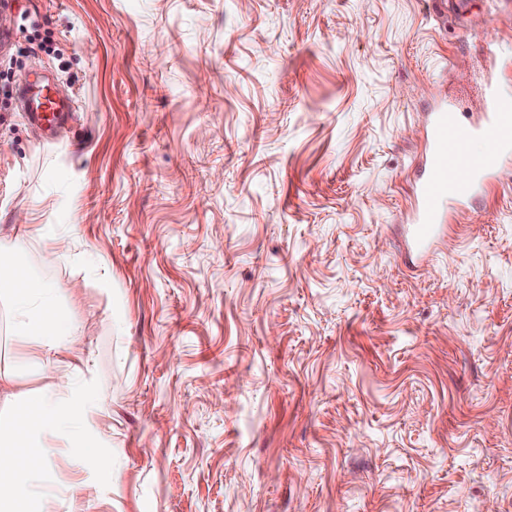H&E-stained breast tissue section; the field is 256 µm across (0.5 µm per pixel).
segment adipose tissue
<instances>
[{
  "mask_svg": "<svg viewBox=\"0 0 512 512\" xmlns=\"http://www.w3.org/2000/svg\"><path fill=\"white\" fill-rule=\"evenodd\" d=\"M53 244L57 236L51 225L26 224L21 236L0 237V294L7 296L16 313L12 333L25 346L31 369L45 367L52 357L71 350L77 326L56 311L54 288L23 276L22 238ZM76 378L62 377L54 394L39 393L29 398L22 418H0V512H50L45 498L46 471L23 467L18 449L25 446L41 452L42 438L61 433L72 435V450L81 458L94 456L95 441L83 434L86 403L76 392Z\"/></svg>",
  "mask_w": 512,
  "mask_h": 512,
  "instance_id": "obj_1",
  "label": "adipose tissue"
}]
</instances>
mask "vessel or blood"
Here are the masks:
<instances>
[{
  "mask_svg": "<svg viewBox=\"0 0 512 512\" xmlns=\"http://www.w3.org/2000/svg\"><path fill=\"white\" fill-rule=\"evenodd\" d=\"M486 87V110L477 120H463L444 104L428 116L417 156L424 176L414 184L408 217V252L414 257L434 254L450 217L463 202L483 195L512 158V93L491 80ZM17 91L27 123L55 135L72 109L70 98L48 79L29 73L20 76ZM478 139L487 145L480 154L471 150Z\"/></svg>",
  "mask_w": 512,
  "mask_h": 512,
  "instance_id": "b4317fda",
  "label": "vessel or blood"
}]
</instances>
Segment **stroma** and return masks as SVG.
I'll list each match as a JSON object with an SVG mask.
<instances>
[{
    "label": "stroma",
    "instance_id": "obj_1",
    "mask_svg": "<svg viewBox=\"0 0 512 512\" xmlns=\"http://www.w3.org/2000/svg\"><path fill=\"white\" fill-rule=\"evenodd\" d=\"M0 235L78 326L39 374L0 299V416L77 373L69 512H512V162L404 252L430 106L512 90V0H17ZM495 42L503 58L482 55ZM76 100L46 143L12 104Z\"/></svg>",
    "mask_w": 512,
    "mask_h": 512
}]
</instances>
